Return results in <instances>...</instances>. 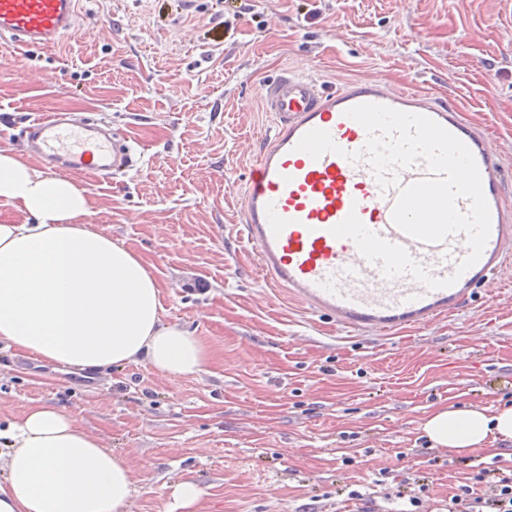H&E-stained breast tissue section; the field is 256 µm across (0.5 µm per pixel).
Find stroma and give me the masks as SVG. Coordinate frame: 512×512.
<instances>
[{"instance_id":"stroma-1","label":"stroma","mask_w":512,"mask_h":512,"mask_svg":"<svg viewBox=\"0 0 512 512\" xmlns=\"http://www.w3.org/2000/svg\"><path fill=\"white\" fill-rule=\"evenodd\" d=\"M82 0L65 52L0 56V150L35 165L22 129L65 106L128 126L144 160L112 181L76 176L86 223L141 256L168 323L199 336L205 372L171 377L130 363L84 387L0 343V419L66 408L122 455L136 482L128 512H399L373 492L429 486L436 512L485 449L414 453L438 405L495 411L512 382V281L458 314L396 337L336 326L272 294L237 239L243 183L270 128L260 81L283 67L323 87L379 77L451 98L492 142L512 194V0ZM352 433L359 453L343 465ZM202 488L192 480H185L174 487L173 498L176 507L180 509H191L201 498Z\"/></svg>"}]
</instances>
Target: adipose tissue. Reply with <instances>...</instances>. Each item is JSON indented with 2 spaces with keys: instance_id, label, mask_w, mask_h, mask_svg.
I'll return each instance as SVG.
<instances>
[{
  "instance_id": "1",
  "label": "adipose tissue",
  "mask_w": 512,
  "mask_h": 512,
  "mask_svg": "<svg viewBox=\"0 0 512 512\" xmlns=\"http://www.w3.org/2000/svg\"><path fill=\"white\" fill-rule=\"evenodd\" d=\"M3 203L28 220L0 222V342L76 369H205V344L165 321L146 262L85 224L88 199L72 179L0 150ZM423 429L441 448H484L512 440V408L441 406ZM133 484L127 461L63 409L32 405L0 422V512H126Z\"/></svg>"
}]
</instances>
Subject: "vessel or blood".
I'll return each instance as SVG.
<instances>
[{"label":"vessel or blood","mask_w":512,"mask_h":512,"mask_svg":"<svg viewBox=\"0 0 512 512\" xmlns=\"http://www.w3.org/2000/svg\"><path fill=\"white\" fill-rule=\"evenodd\" d=\"M79 9L80 0H0V38L14 54L55 49L64 36L74 34ZM259 95L272 129L245 180L237 234L251 247L270 287L343 328L392 333L456 313L512 272V198L487 137L452 100L376 78L324 90L306 72L288 68L263 79ZM364 103L427 116L471 151L491 229L480 259L466 271L458 269L468 254L465 234L428 244L394 224L400 187L426 177L427 171L421 163L398 169L397 185L380 187L361 155L368 134L347 115ZM314 129L329 132L339 153L315 159L298 150L301 138ZM26 148L49 172L100 180L137 168L142 156L127 132L113 130L103 119L77 118L72 110L30 121ZM352 213L370 231L405 248L432 276L454 277V284L430 290L407 275L386 277L352 240L333 235V227Z\"/></svg>","instance_id":"vessel-or-blood-1"}]
</instances>
